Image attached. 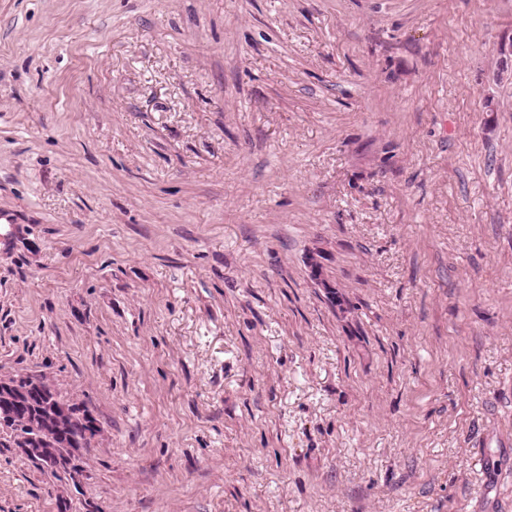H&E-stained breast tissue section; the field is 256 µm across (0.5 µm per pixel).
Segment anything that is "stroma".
<instances>
[{
	"mask_svg": "<svg viewBox=\"0 0 512 512\" xmlns=\"http://www.w3.org/2000/svg\"><path fill=\"white\" fill-rule=\"evenodd\" d=\"M0 212V512H512V0H0ZM37 381L45 388H53L54 394L47 398L39 395L31 396L28 399H22V402H8L4 396V384H12L15 390H24L32 382ZM58 394L52 383L46 378L26 377H10L0 380V418L6 422V429H10V446L13 448H25L30 435H40L44 440L38 446H30L28 448H36L34 456H27L28 461L35 464L43 470L57 472H71L56 466L55 458L62 456L67 447L70 448H88L91 440L97 436L100 431L93 430L86 425L85 421L80 417L73 420L59 423L48 412L49 402L55 403L59 399ZM74 441L75 444H72ZM39 451L41 453H39ZM39 453V454H38Z\"/></svg>",
	"mask_w": 512,
	"mask_h": 512,
	"instance_id": "35a3bbf8",
	"label": "stroma"
}]
</instances>
